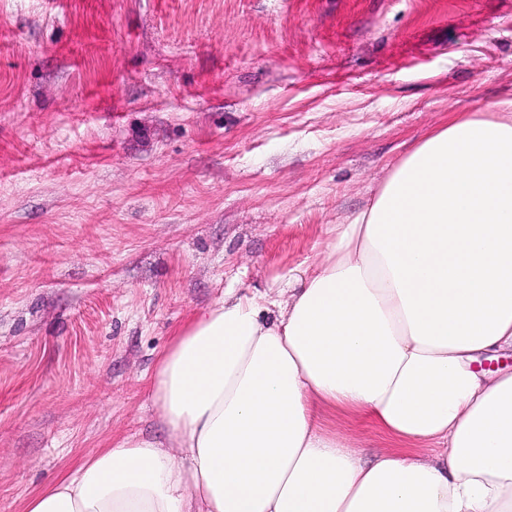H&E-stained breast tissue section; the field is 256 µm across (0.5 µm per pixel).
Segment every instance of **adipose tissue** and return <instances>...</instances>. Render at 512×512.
<instances>
[{"mask_svg": "<svg viewBox=\"0 0 512 512\" xmlns=\"http://www.w3.org/2000/svg\"><path fill=\"white\" fill-rule=\"evenodd\" d=\"M287 301L195 312L125 437L25 512H512V102L416 146ZM369 423L367 460L324 411Z\"/></svg>", "mask_w": 512, "mask_h": 512, "instance_id": "obj_1", "label": "adipose tissue"}]
</instances>
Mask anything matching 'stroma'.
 I'll list each match as a JSON object with an SVG mask.
<instances>
[{"label": "stroma", "instance_id": "obj_1", "mask_svg": "<svg viewBox=\"0 0 512 512\" xmlns=\"http://www.w3.org/2000/svg\"><path fill=\"white\" fill-rule=\"evenodd\" d=\"M512 0H0V512L108 441L224 293L279 296L457 112Z\"/></svg>", "mask_w": 512, "mask_h": 512}]
</instances>
